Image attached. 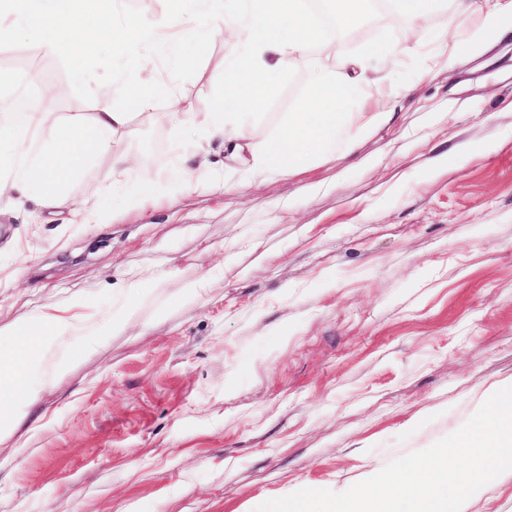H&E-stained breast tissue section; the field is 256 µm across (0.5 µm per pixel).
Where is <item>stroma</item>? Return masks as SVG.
I'll list each match as a JSON object with an SVG mask.
<instances>
[{
  "label": "stroma",
  "instance_id": "obj_1",
  "mask_svg": "<svg viewBox=\"0 0 512 512\" xmlns=\"http://www.w3.org/2000/svg\"><path fill=\"white\" fill-rule=\"evenodd\" d=\"M455 7L413 23L371 0L340 55L400 48L390 118L305 172L251 167L305 101L313 50L266 93L248 149L205 146L212 170L192 191L171 174L197 137L136 113L122 135L132 168L153 175L143 193L113 204L102 158L55 206L19 193L0 207V360L14 323L44 306L84 328L36 359V398L0 439V512H254L429 448L512 380V32L446 57ZM224 52L217 37L191 67L159 57L182 110L223 96L211 61ZM123 54L115 40L86 54L19 40L0 52V102L68 86L43 117L50 133L119 102L134 78L113 68ZM136 274L146 289H129ZM198 279L207 293L184 294ZM127 306L130 328L100 339Z\"/></svg>",
  "mask_w": 512,
  "mask_h": 512
}]
</instances>
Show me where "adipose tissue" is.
<instances>
[{"label":"adipose tissue","instance_id":"ef3b65f1","mask_svg":"<svg viewBox=\"0 0 512 512\" xmlns=\"http://www.w3.org/2000/svg\"><path fill=\"white\" fill-rule=\"evenodd\" d=\"M9 12L0 11V51L9 49L18 37H31L46 47L63 51L75 27L84 24L95 0H9ZM480 24L472 28L469 46L512 29V0H465L452 20L467 25L471 15ZM230 29L234 40L214 68L224 80V95L203 112H157L153 105L166 85L157 65V52L166 49L178 67L194 60L181 51L183 41L198 48L220 31ZM99 36L119 38L125 48V63L135 70V82L123 96L126 106L100 104L92 117L77 112L54 129L47 147L33 153L31 136L37 127L34 113L14 121V134L6 148L12 157L8 177H0V201L10 200L14 190L35 192L44 205H54L62 180L93 156L108 157L105 179L110 186L149 183L148 172L132 173L121 131L131 110L150 112L154 122L171 125L175 137L193 131L201 140L223 139L232 152L248 145L249 112L298 55L317 48L326 67L316 76L311 103L290 113L271 136L266 149L256 156V171L267 178L305 171L316 152L336 141L341 130H366L385 122L387 113L364 109L365 100L381 94L382 80L368 76L363 62L337 59L336 41L306 10L302 0H169L160 17L131 18L116 27L100 22ZM78 326L72 317L47 306L32 319L15 326V342L7 359L0 360V382L12 386L27 382L37 355L49 340L74 336Z\"/></svg>","mask_w":512,"mask_h":512}]
</instances>
